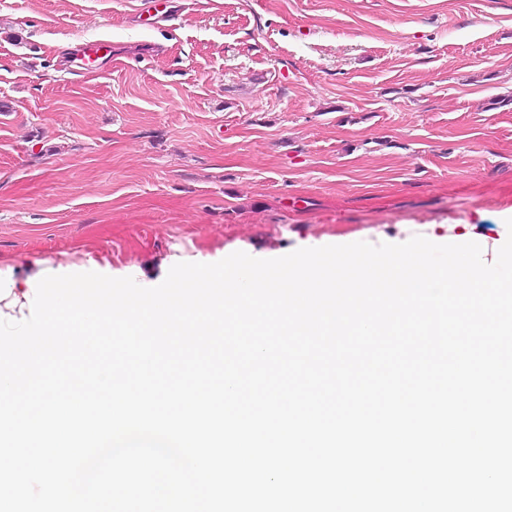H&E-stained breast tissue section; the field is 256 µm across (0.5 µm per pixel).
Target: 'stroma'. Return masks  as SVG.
<instances>
[{
	"mask_svg": "<svg viewBox=\"0 0 512 512\" xmlns=\"http://www.w3.org/2000/svg\"><path fill=\"white\" fill-rule=\"evenodd\" d=\"M0 0V319L48 274L507 239L512 0ZM105 37L88 70L66 57ZM507 99L504 107L494 100Z\"/></svg>",
	"mask_w": 512,
	"mask_h": 512,
	"instance_id": "35a3bbf8",
	"label": "stroma"
}]
</instances>
